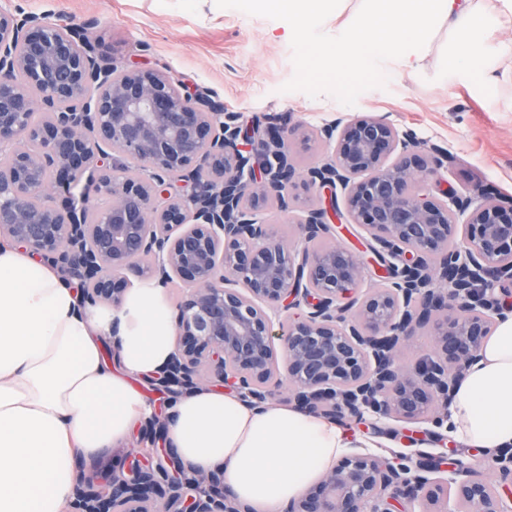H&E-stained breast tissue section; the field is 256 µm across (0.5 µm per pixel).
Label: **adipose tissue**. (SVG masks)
<instances>
[{
    "label": "adipose tissue",
    "instance_id": "ef3b65f1",
    "mask_svg": "<svg viewBox=\"0 0 512 512\" xmlns=\"http://www.w3.org/2000/svg\"><path fill=\"white\" fill-rule=\"evenodd\" d=\"M340 0H255L288 25L312 72L383 78L415 68L435 28L446 27L451 60L471 68L497 24L481 0H363L358 20L323 39L318 19ZM117 338L119 370L102 360ZM175 351L164 288L146 280L120 310L79 306L73 284L0 240V512H63L74 461L122 441L152 408L133 385L161 372ZM447 421L467 448L512 447V314L485 341L479 360L454 390ZM167 442L200 472L224 484L253 512H283L346 449L349 428L297 408L247 407L202 387L169 410Z\"/></svg>",
    "mask_w": 512,
    "mask_h": 512
}]
</instances>
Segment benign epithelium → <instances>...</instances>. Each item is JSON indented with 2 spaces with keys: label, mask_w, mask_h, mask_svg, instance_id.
Listing matches in <instances>:
<instances>
[{
  "label": "benign epithelium",
  "mask_w": 512,
  "mask_h": 512,
  "mask_svg": "<svg viewBox=\"0 0 512 512\" xmlns=\"http://www.w3.org/2000/svg\"><path fill=\"white\" fill-rule=\"evenodd\" d=\"M101 40L64 19L0 3V234L77 282L81 306L121 308L128 274L179 281L175 352L152 385L184 394L211 382L250 407L282 378L301 409L443 424L459 380L512 294V197L479 186L433 194L434 149L381 116H355L299 139L332 145L301 173L294 132L268 127L255 149L224 106L170 75L101 63ZM48 120H34L36 107ZM341 185L374 244L382 283L351 298L373 263L316 243L336 212L294 217L293 190ZM274 200L300 229L284 246L258 209ZM435 351L397 361L416 329ZM285 351L278 364L276 344ZM138 447L110 474L82 469L69 512H249L217 472L192 473ZM459 459L414 467L401 456H342L285 512H512V455L496 458L501 492Z\"/></svg>",
  "instance_id": "obj_1"
}]
</instances>
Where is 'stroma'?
Instances as JSON below:
<instances>
[{
  "label": "stroma",
  "mask_w": 512,
  "mask_h": 512,
  "mask_svg": "<svg viewBox=\"0 0 512 512\" xmlns=\"http://www.w3.org/2000/svg\"><path fill=\"white\" fill-rule=\"evenodd\" d=\"M25 12L63 16L91 26L104 62L133 61L163 71L253 123L317 133L357 115L386 118L443 153L440 176L464 190L484 184L512 197V17L503 18L482 49L480 71L448 66V33L439 30L420 68L360 81L337 98L336 82L307 76L303 51L288 27L251 0H13ZM374 454L437 455L445 428L408 431L389 420L344 421Z\"/></svg>",
  "instance_id": "1"
}]
</instances>
